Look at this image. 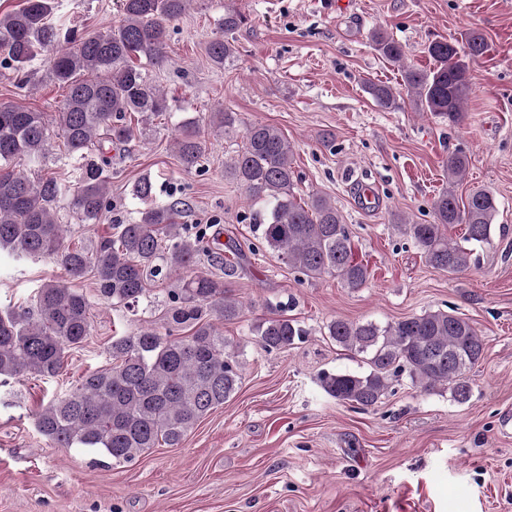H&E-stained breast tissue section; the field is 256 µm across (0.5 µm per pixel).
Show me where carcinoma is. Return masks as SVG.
Here are the masks:
<instances>
[{"instance_id":"obj_1","label":"carcinoma","mask_w":512,"mask_h":512,"mask_svg":"<svg viewBox=\"0 0 512 512\" xmlns=\"http://www.w3.org/2000/svg\"><path fill=\"white\" fill-rule=\"evenodd\" d=\"M191 2L123 0L120 23L89 37L51 23L55 0H26L22 8L0 16V61L14 70L18 88L28 85L26 66L41 52L52 51L51 76L67 88L55 118L63 156L82 163L79 186L69 195L51 174L31 180L15 170L19 160L42 161L51 154L48 122L42 112L0 104V249L18 258H52L70 280L90 275L102 298L126 308L149 297L148 277L177 278L176 287L167 291L161 321L112 337L109 366L84 374L36 416L48 444L100 453L116 464L130 463L161 442L180 447L202 418L237 392L241 380L239 347L224 338V323L241 317L242 303L224 281L197 271L204 235H188L179 224L181 202L139 211L91 248L66 245L68 225L57 219L65 197L87 223L112 209L107 151L135 139L139 124L170 111L169 97L146 70L167 61L168 26ZM248 21L236 6L224 7L219 31L206 46L214 66L233 61L231 35ZM370 39L383 58L401 66L403 85L420 110L454 126L464 122L473 91L466 60L487 52L482 34H467L462 57L452 40L431 42L427 53L434 67L428 71L402 65L403 46L387 32L374 30ZM364 89L380 108H399L391 86L367 80ZM238 121V113L228 108L201 116L205 126L226 132ZM175 153L183 171L197 168L203 155L199 130L176 138ZM468 164L463 148L448 154V188L434 200L431 222L394 219L429 264L448 273L467 269L475 251L494 240L495 196L477 190L461 203L456 195ZM227 169L257 206L242 219L255 225L266 249L308 278L327 275L352 289L365 285L368 268L354 258L350 232L336 206L319 194L306 201L297 197L293 152L277 128L247 126L244 145ZM131 192L148 200L153 181L142 177ZM458 224L465 226L460 242L452 237ZM91 329L83 293L60 281L41 284L28 305L0 311V378L58 375L65 353L81 347ZM302 336L300 326L285 315L255 327V342L266 351L285 349ZM328 336L362 356L368 371L326 373L321 385L336 400L364 409L376 405L390 376L404 370L421 392L442 387L463 403L471 391L469 373L486 348L467 319L442 310L385 325L336 320Z\"/></svg>"}]
</instances>
